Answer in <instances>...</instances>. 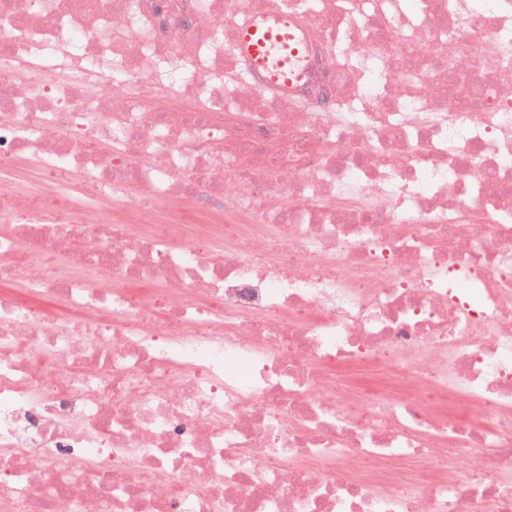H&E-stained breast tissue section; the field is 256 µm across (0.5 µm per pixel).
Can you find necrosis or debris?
<instances>
[{"mask_svg": "<svg viewBox=\"0 0 512 512\" xmlns=\"http://www.w3.org/2000/svg\"><path fill=\"white\" fill-rule=\"evenodd\" d=\"M0 512H512V0H0ZM278 36V30L272 25L251 22L236 32L235 39L252 58L261 60L269 43Z\"/></svg>", "mask_w": 512, "mask_h": 512, "instance_id": "necrosis-or-debris-1", "label": "necrosis or debris"}]
</instances>
